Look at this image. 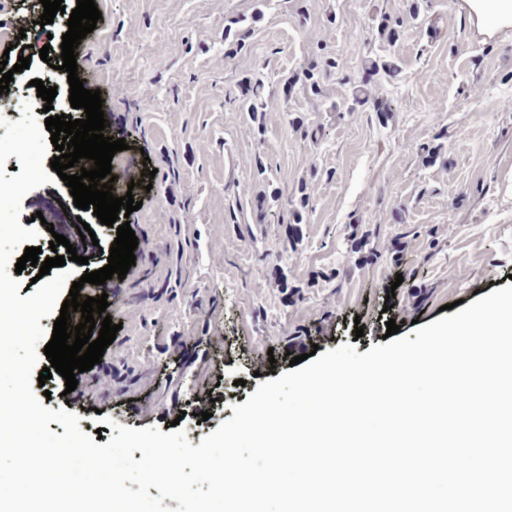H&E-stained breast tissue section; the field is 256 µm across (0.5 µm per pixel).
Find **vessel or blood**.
I'll return each instance as SVG.
<instances>
[{
  "instance_id": "1",
  "label": "vessel or blood",
  "mask_w": 512,
  "mask_h": 512,
  "mask_svg": "<svg viewBox=\"0 0 512 512\" xmlns=\"http://www.w3.org/2000/svg\"><path fill=\"white\" fill-rule=\"evenodd\" d=\"M452 7L463 19L472 47L492 48L512 40V0H453Z\"/></svg>"
}]
</instances>
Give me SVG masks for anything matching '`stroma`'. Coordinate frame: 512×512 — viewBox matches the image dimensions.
<instances>
[{"mask_svg": "<svg viewBox=\"0 0 512 512\" xmlns=\"http://www.w3.org/2000/svg\"><path fill=\"white\" fill-rule=\"evenodd\" d=\"M26 2L0 13L9 64L31 59L13 85L38 121L36 79L56 88L55 114H72L66 72L39 56L58 57L64 13L27 26ZM95 3L103 23L76 62L131 144L115 166L154 179L129 216L136 263L108 289L115 340L74 391L58 374L34 389L84 433L176 424L199 445L291 356L345 343L363 354L387 321L405 336L512 284V109L497 106L512 96V42L469 48L451 0ZM385 24L396 40L379 35ZM328 57L337 68L311 88ZM256 76L251 112L236 99ZM38 213L54 225L42 251L56 233L89 258L111 240L62 180L24 197L21 220ZM167 282L172 294L146 298ZM171 357L186 373L177 407L156 371Z\"/></svg>", "mask_w": 512, "mask_h": 512, "instance_id": "obj_1", "label": "stroma"}]
</instances>
